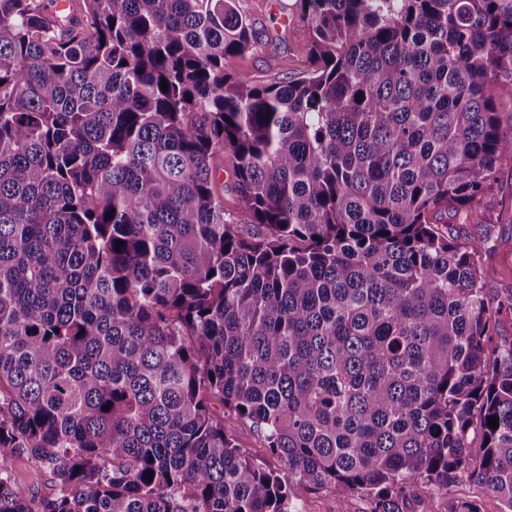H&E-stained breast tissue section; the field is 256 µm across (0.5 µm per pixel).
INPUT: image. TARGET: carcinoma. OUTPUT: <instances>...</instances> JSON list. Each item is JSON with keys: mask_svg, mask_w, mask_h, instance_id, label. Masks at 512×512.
I'll return each instance as SVG.
<instances>
[{"mask_svg": "<svg viewBox=\"0 0 512 512\" xmlns=\"http://www.w3.org/2000/svg\"><path fill=\"white\" fill-rule=\"evenodd\" d=\"M67 2L0 0V512H512V293L438 228L512 164V0H296L264 86L236 0ZM237 6L256 19L264 31V46L231 61L257 84L301 76L308 69L307 33L297 14L295 0H237ZM228 426L234 434L238 444L247 450L252 458L260 462H264L271 468H279L280 463L276 458H273L263 447L260 439L250 429L249 425L242 422L235 421L228 418ZM15 479L23 493L37 492L41 496H48L53 491L49 478L41 475L31 461L22 460L15 465ZM294 495L304 506L305 512H367L369 501L357 493L332 494L316 491L305 485L294 486ZM456 489L459 490L460 495L473 498L481 512H500L501 505L499 501L480 487L473 484H462Z\"/></svg>", "mask_w": 512, "mask_h": 512, "instance_id": "1", "label": "carcinoma"}]
</instances>
